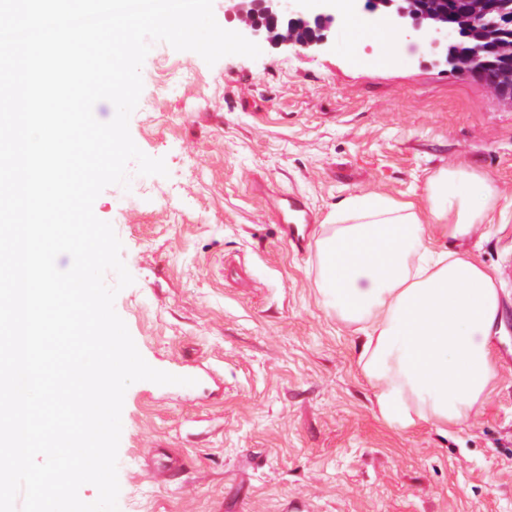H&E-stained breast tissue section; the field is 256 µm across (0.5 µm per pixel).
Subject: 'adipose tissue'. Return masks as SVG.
Listing matches in <instances>:
<instances>
[{"instance_id": "ef3b65f1", "label": "adipose tissue", "mask_w": 512, "mask_h": 512, "mask_svg": "<svg viewBox=\"0 0 512 512\" xmlns=\"http://www.w3.org/2000/svg\"><path fill=\"white\" fill-rule=\"evenodd\" d=\"M500 200L489 179L459 166L428 179L423 204L356 195L321 226L319 289L337 317L355 326L357 363L390 427L447 433L493 390L498 281L448 244L489 223Z\"/></svg>"}]
</instances>
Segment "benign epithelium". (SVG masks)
I'll return each mask as SVG.
<instances>
[{
    "mask_svg": "<svg viewBox=\"0 0 512 512\" xmlns=\"http://www.w3.org/2000/svg\"><path fill=\"white\" fill-rule=\"evenodd\" d=\"M226 12L238 17L247 38H264L277 47L311 48L327 43L326 31L344 12L365 9V0H228ZM459 10L448 5L455 19L432 17L415 0H386L388 14L399 21L403 31L428 45L431 53L448 59L451 68L465 69L477 60L461 51V38L467 32L479 41L498 37V18L512 15V0H462ZM484 79L494 93L512 85V60L488 64Z\"/></svg>",
    "mask_w": 512,
    "mask_h": 512,
    "instance_id": "obj_1",
    "label": "benign epithelium"
}]
</instances>
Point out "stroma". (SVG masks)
<instances>
[{"label": "stroma", "mask_w": 512, "mask_h": 512, "mask_svg": "<svg viewBox=\"0 0 512 512\" xmlns=\"http://www.w3.org/2000/svg\"><path fill=\"white\" fill-rule=\"evenodd\" d=\"M336 21L322 47L261 43L207 64L153 44L129 120L167 176L106 187L134 278L114 308L145 361L191 386L132 384L118 451L119 512H512V104L432 64L404 39L363 52ZM498 187L493 223L458 248L501 288L497 378L466 425L398 430L377 415L356 332L317 286L314 252L278 222L283 194L322 223L344 199L420 200L439 169ZM243 257L250 287L224 275ZM148 448L186 459L172 482L141 469Z\"/></svg>", "instance_id": "stroma-1"}]
</instances>
